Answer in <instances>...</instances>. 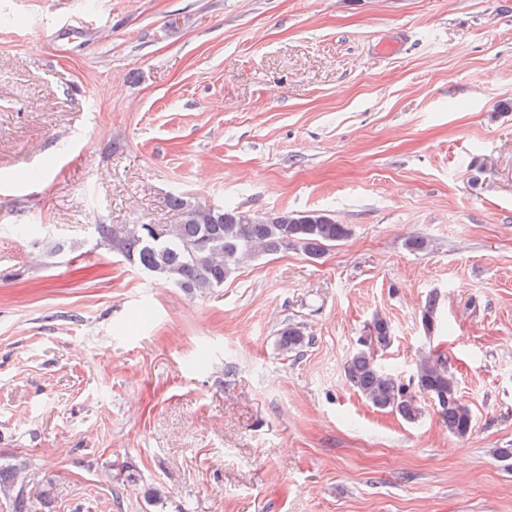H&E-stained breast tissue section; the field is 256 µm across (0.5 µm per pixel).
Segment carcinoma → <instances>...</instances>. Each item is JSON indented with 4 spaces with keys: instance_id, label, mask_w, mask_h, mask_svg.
<instances>
[{
    "instance_id": "1",
    "label": "carcinoma",
    "mask_w": 512,
    "mask_h": 512,
    "mask_svg": "<svg viewBox=\"0 0 512 512\" xmlns=\"http://www.w3.org/2000/svg\"><path fill=\"white\" fill-rule=\"evenodd\" d=\"M171 206L180 215L176 224L157 230L143 224L139 231L131 226L120 236L113 235L108 225L99 224L97 233L112 251L145 276L201 293L224 287L245 265L278 252L287 238L317 257L325 247L351 234L348 225L337 223L331 214L319 210L264 214L253 223H244L242 210L230 204L215 207L204 219L190 217L189 204L181 197L173 198ZM420 321L428 332L437 327L434 297L425 302ZM393 340L391 322L375 315L366 336L345 363L344 374L350 386L374 408L409 422L421 416V400L427 398L443 418L448 433L456 437L470 434L473 415L463 402L448 360L441 355L421 356L412 380L405 384L378 359V352ZM309 343V337L296 324L281 328L277 338V347L285 356L301 352ZM21 471L16 465H0V496L8 502L10 512H48L59 497V486L50 480L27 481L20 477Z\"/></svg>"
}]
</instances>
